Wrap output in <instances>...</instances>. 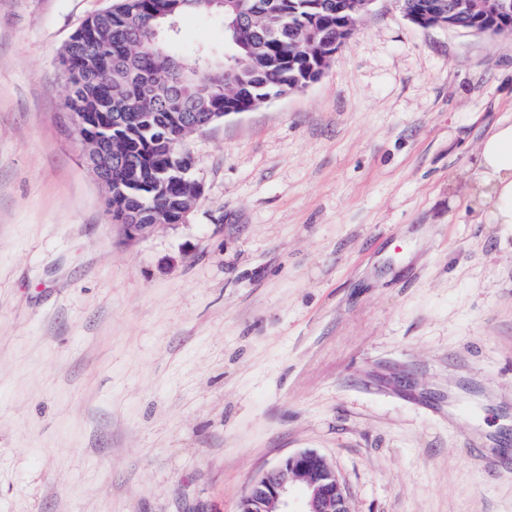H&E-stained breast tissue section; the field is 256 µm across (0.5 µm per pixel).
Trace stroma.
<instances>
[{
	"label": "stroma",
	"instance_id": "35a3bbf8",
	"mask_svg": "<svg viewBox=\"0 0 512 512\" xmlns=\"http://www.w3.org/2000/svg\"><path fill=\"white\" fill-rule=\"evenodd\" d=\"M110 4L0 0V512H237L303 450L353 512H512V226L464 182L512 36L376 0L319 80L192 135L194 210L130 238L59 62Z\"/></svg>",
	"mask_w": 512,
	"mask_h": 512
}]
</instances>
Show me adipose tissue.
Segmentation results:
<instances>
[{"label":"adipose tissue","instance_id":"adipose-tissue-1","mask_svg":"<svg viewBox=\"0 0 512 512\" xmlns=\"http://www.w3.org/2000/svg\"><path fill=\"white\" fill-rule=\"evenodd\" d=\"M475 164L470 197L476 213L487 223L512 225V123L498 124L487 134Z\"/></svg>","mask_w":512,"mask_h":512}]
</instances>
